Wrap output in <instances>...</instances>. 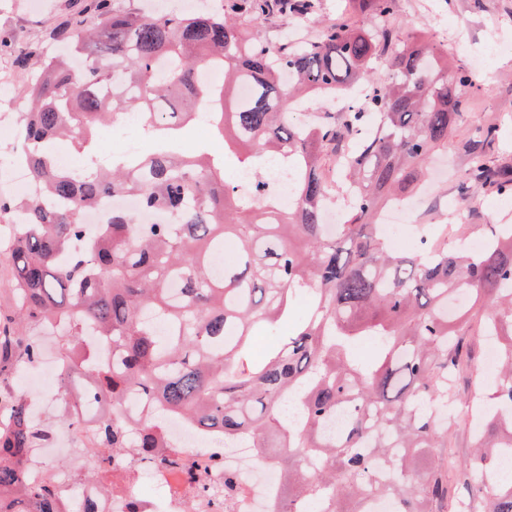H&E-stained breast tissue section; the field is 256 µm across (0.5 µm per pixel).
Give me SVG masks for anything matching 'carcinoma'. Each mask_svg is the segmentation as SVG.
I'll return each instance as SVG.
<instances>
[{"mask_svg": "<svg viewBox=\"0 0 512 512\" xmlns=\"http://www.w3.org/2000/svg\"><path fill=\"white\" fill-rule=\"evenodd\" d=\"M359 19L324 24L313 39L264 41L268 19L309 21L316 0H222L195 11L150 10L143 0H89L97 24L75 21L54 38L66 51L32 64L28 110L9 137L36 194L15 214L13 287L19 311L0 315V383L38 362L39 336L63 327L59 358L91 379L106 412L87 435L97 473L114 454L156 459L180 420L224 448H257L282 475L276 512H346L385 497L391 512H443L440 456L459 402L462 337L448 301L466 293L462 319L512 331V232L493 224L481 248L448 252V225L408 253L378 233L383 209L422 184L427 160L460 122L474 75L448 67V50L419 37L392 43L396 0H356ZM393 45L385 80L380 47ZM224 72L220 84L207 71ZM368 86L346 112L293 118L303 96ZM135 112L152 141L144 153L100 157L105 130ZM205 113L224 155L184 149ZM497 128L477 132L460 195L492 187L512 198V168L490 163ZM66 142L94 171L64 165ZM254 174L224 182V156ZM292 172L288 206L265 181L266 161ZM114 205L90 233L85 214ZM306 299L299 313L296 303ZM269 338L260 356L257 338ZM372 343L370 357L358 355ZM492 404L463 485L486 512H512L498 458L512 453V334L502 337ZM152 413L128 422L131 396ZM349 417L329 421L342 405ZM50 432L25 395L0 391V512H74L50 484L26 479L31 449Z\"/></svg>", "mask_w": 512, "mask_h": 512, "instance_id": "1", "label": "carcinoma"}]
</instances>
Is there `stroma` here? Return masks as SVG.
Wrapping results in <instances>:
<instances>
[{"label":"stroma","instance_id":"obj_1","mask_svg":"<svg viewBox=\"0 0 512 512\" xmlns=\"http://www.w3.org/2000/svg\"><path fill=\"white\" fill-rule=\"evenodd\" d=\"M82 0H0V86L19 90L28 73L6 67L16 53L37 59L62 52L50 37L51 30L74 16L94 25L90 14L80 11ZM398 39L422 36L448 48L453 65L475 68L485 61L488 80L479 82L464 96V115L448 147L426 164L430 187L418 205L420 225L434 221L438 205L458 199V186L468 166L476 131L492 124L499 128V140L489 158L495 164L512 166V0H399V10L388 21ZM512 216V199L494 189L479 191L471 206L452 217L450 226L466 237H482L489 225ZM11 213L0 211V313L16 312L11 290ZM467 346L464 366L457 376L458 396L472 399L491 394L482 373L483 343L472 338L470 326L459 328Z\"/></svg>","mask_w":512,"mask_h":512}]
</instances>
